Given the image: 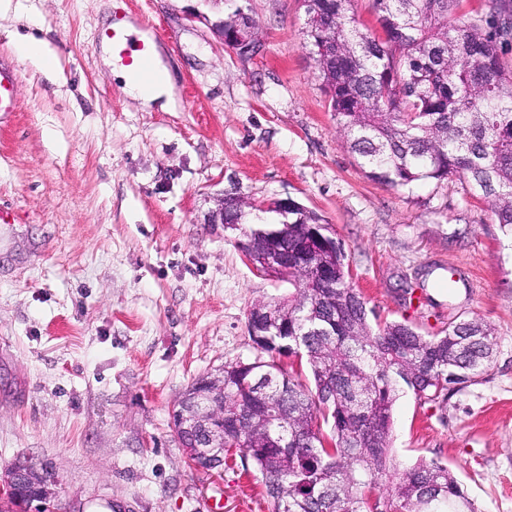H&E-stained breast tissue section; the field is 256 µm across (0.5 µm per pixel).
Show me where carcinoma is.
<instances>
[{"instance_id": "cac0c4a2", "label": "carcinoma", "mask_w": 512, "mask_h": 512, "mask_svg": "<svg viewBox=\"0 0 512 512\" xmlns=\"http://www.w3.org/2000/svg\"><path fill=\"white\" fill-rule=\"evenodd\" d=\"M461 0H373L378 30L362 29L352 0H302L303 36L347 144L375 180L406 187L458 175L512 231V0H482L476 19L453 24ZM326 220L288 212L270 242L294 291L253 308L280 327L250 362L224 364V447L240 448L262 477L269 512H475L447 467L397 469L392 410L402 387L437 398L490 366L492 329L472 317L422 336L400 322L371 323L349 281L344 251L299 252ZM300 353L312 376L278 358ZM329 432L323 431V426Z\"/></svg>"}]
</instances>
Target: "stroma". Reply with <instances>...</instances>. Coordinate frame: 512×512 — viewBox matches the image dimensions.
Wrapping results in <instances>:
<instances>
[{
  "mask_svg": "<svg viewBox=\"0 0 512 512\" xmlns=\"http://www.w3.org/2000/svg\"><path fill=\"white\" fill-rule=\"evenodd\" d=\"M243 9L260 52L211 30ZM125 11L154 38L173 105L147 106L105 62ZM301 0H0V60L18 112L0 115V474L53 473L56 512H269L254 467L189 468L171 411L199 376L257 355L248 314L292 284L257 269L241 231L204 223L230 187L291 197L327 220L378 321L431 336L449 317L494 330L478 380L435 400L401 392L399 468L448 467L476 512H512V235L458 177L372 180L347 148L304 44ZM46 39L44 78L12 44Z\"/></svg>",
  "mask_w": 512,
  "mask_h": 512,
  "instance_id": "1",
  "label": "stroma"
}]
</instances>
